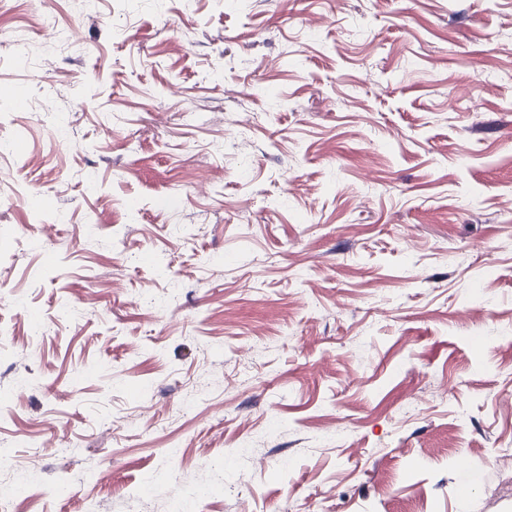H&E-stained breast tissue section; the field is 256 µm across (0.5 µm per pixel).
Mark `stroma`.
Masks as SVG:
<instances>
[{
  "mask_svg": "<svg viewBox=\"0 0 512 512\" xmlns=\"http://www.w3.org/2000/svg\"><path fill=\"white\" fill-rule=\"evenodd\" d=\"M2 142L0 512H512V0H0Z\"/></svg>",
  "mask_w": 512,
  "mask_h": 512,
  "instance_id": "1",
  "label": "stroma"
}]
</instances>
